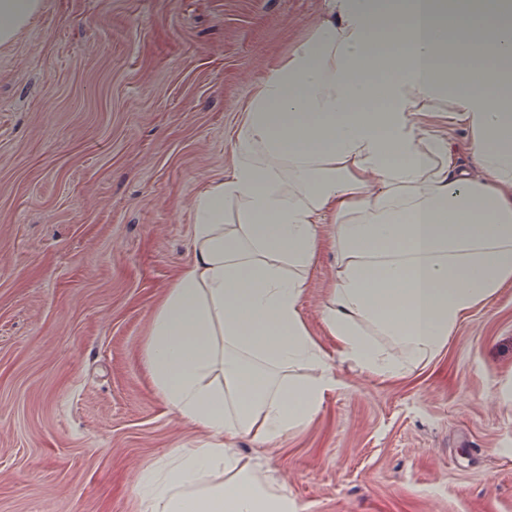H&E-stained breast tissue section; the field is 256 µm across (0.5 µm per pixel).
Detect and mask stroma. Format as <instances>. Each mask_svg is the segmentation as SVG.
I'll return each instance as SVG.
<instances>
[{"mask_svg":"<svg viewBox=\"0 0 512 512\" xmlns=\"http://www.w3.org/2000/svg\"><path fill=\"white\" fill-rule=\"evenodd\" d=\"M44 2L0 49V512H134L139 464L200 439L144 363L191 201L327 0ZM335 271L309 276L313 329ZM336 372L261 455L303 512H512V285L410 381Z\"/></svg>","mask_w":512,"mask_h":512,"instance_id":"obj_1","label":"stroma"}]
</instances>
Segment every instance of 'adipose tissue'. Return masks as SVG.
Wrapping results in <instances>:
<instances>
[{"instance_id": "adipose-tissue-1", "label": "adipose tissue", "mask_w": 512, "mask_h": 512, "mask_svg": "<svg viewBox=\"0 0 512 512\" xmlns=\"http://www.w3.org/2000/svg\"><path fill=\"white\" fill-rule=\"evenodd\" d=\"M42 9L0 0V47ZM232 142L191 202L192 257L144 351L155 391L206 440L141 469L137 512H300L237 441L279 445L313 422L340 384L334 360L410 378L512 284V22L500 11L330 0L254 85ZM326 248L336 278L317 333L302 300Z\"/></svg>"}]
</instances>
